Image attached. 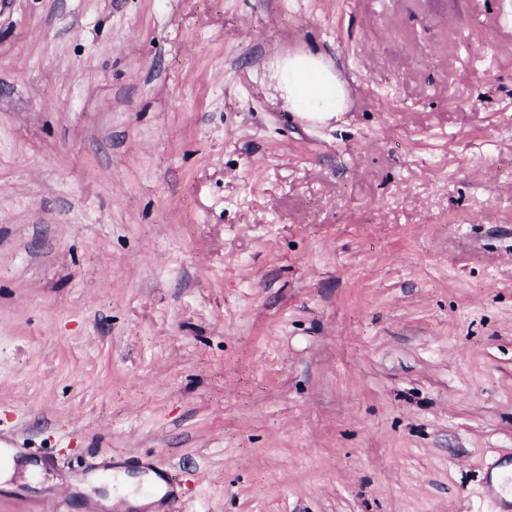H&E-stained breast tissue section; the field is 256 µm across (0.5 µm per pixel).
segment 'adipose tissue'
Listing matches in <instances>:
<instances>
[{
  "label": "adipose tissue",
  "instance_id": "obj_1",
  "mask_svg": "<svg viewBox=\"0 0 512 512\" xmlns=\"http://www.w3.org/2000/svg\"><path fill=\"white\" fill-rule=\"evenodd\" d=\"M275 77L293 110L310 118H330L345 105L347 91L323 65L321 56L302 53L278 60Z\"/></svg>",
  "mask_w": 512,
  "mask_h": 512
}]
</instances>
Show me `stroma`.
Listing matches in <instances>:
<instances>
[{"label":"stroma","instance_id":"stroma-1","mask_svg":"<svg viewBox=\"0 0 512 512\" xmlns=\"http://www.w3.org/2000/svg\"><path fill=\"white\" fill-rule=\"evenodd\" d=\"M0 435V512H512V0H9ZM274 77L295 112H305L313 119L343 112L347 91L323 65L320 55L302 53L277 60Z\"/></svg>","mask_w":512,"mask_h":512}]
</instances>
